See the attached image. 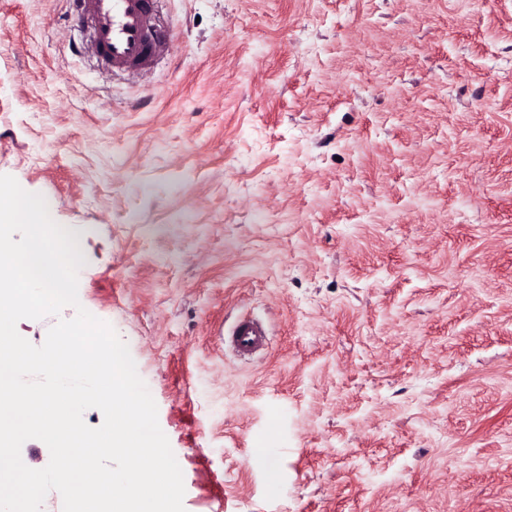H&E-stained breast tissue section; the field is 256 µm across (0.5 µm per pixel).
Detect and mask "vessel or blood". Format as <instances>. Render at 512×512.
<instances>
[{
  "mask_svg": "<svg viewBox=\"0 0 512 512\" xmlns=\"http://www.w3.org/2000/svg\"><path fill=\"white\" fill-rule=\"evenodd\" d=\"M78 33L75 54L96 59L113 71L151 70L160 46L174 39L158 26L155 0H68ZM267 334L251 319L240 320L229 333L231 346L242 355L262 348Z\"/></svg>",
  "mask_w": 512,
  "mask_h": 512,
  "instance_id": "obj_1",
  "label": "vessel or blood"
}]
</instances>
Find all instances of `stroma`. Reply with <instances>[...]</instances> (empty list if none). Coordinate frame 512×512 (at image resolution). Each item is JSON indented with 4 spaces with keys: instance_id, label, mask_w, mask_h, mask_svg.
Here are the masks:
<instances>
[{
    "instance_id": "35a3bbf8",
    "label": "stroma",
    "mask_w": 512,
    "mask_h": 512,
    "mask_svg": "<svg viewBox=\"0 0 512 512\" xmlns=\"http://www.w3.org/2000/svg\"><path fill=\"white\" fill-rule=\"evenodd\" d=\"M158 20L126 75L70 51L66 0H0V174L82 236L185 512H512V0ZM229 336L230 345L241 355H250L262 348L267 339L264 328L252 319L240 320Z\"/></svg>"
}]
</instances>
